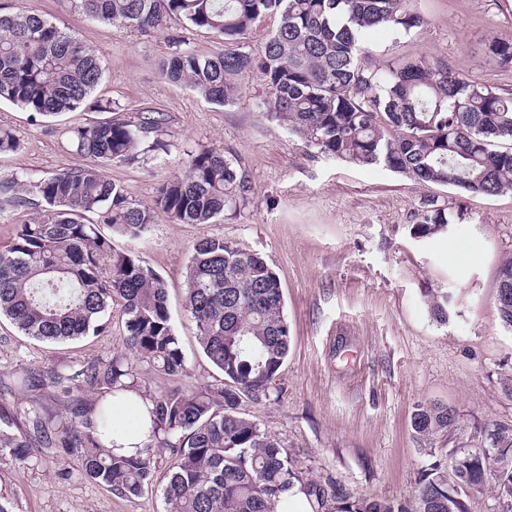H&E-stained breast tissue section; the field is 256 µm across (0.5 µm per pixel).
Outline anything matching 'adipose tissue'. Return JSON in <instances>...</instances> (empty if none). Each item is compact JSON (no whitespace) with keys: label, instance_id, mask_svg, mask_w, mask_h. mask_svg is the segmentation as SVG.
<instances>
[{"label":"adipose tissue","instance_id":"ef3b65f1","mask_svg":"<svg viewBox=\"0 0 512 512\" xmlns=\"http://www.w3.org/2000/svg\"><path fill=\"white\" fill-rule=\"evenodd\" d=\"M151 403L136 390L124 391L112 400V432L110 438L123 453L143 451L149 436Z\"/></svg>","mask_w":512,"mask_h":512}]
</instances>
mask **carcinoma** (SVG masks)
<instances>
[{
	"mask_svg": "<svg viewBox=\"0 0 512 512\" xmlns=\"http://www.w3.org/2000/svg\"><path fill=\"white\" fill-rule=\"evenodd\" d=\"M69 12L119 31L168 33L163 79L183 84L206 100L234 102L252 73L267 88L268 115L325 156L358 165L382 164L422 184L451 185L473 195L512 190V91L419 59L382 74L364 64L367 37L382 28L398 36L424 25L405 0H63ZM279 15L276 29L253 53L231 48L257 22ZM204 29L222 43L206 57L185 48L180 30ZM486 56L512 68V42L492 40ZM103 70L96 50L69 29L24 8L0 11V103L52 117L92 109L118 112L93 100ZM167 114L138 113L135 120H104L71 131L75 151L87 159L50 176L0 174V198L42 212L18 225L0 247V316L19 332L44 341L76 340L109 332L120 307L128 353L80 364L15 373L22 389L37 383L65 395L105 388L114 394L140 387L142 367L168 377L186 372L170 324L164 279L133 254L114 247L112 236L137 239L158 217L176 224H208L237 210L251 192L247 174L224 153L203 148L189 154L186 174L162 183L151 205L130 202L105 169L147 162L163 149L147 142ZM97 223L85 222L87 214ZM112 230L107 237L98 225ZM441 208L425 210L410 235L425 238L448 227ZM452 296L430 300L434 318L448 321ZM496 305L512 329V259L499 270ZM186 307L197 341L225 382L192 391H144L152 404L147 454L126 455L104 439L112 403L87 408L72 398L64 410L35 412L25 427L0 411V456L26 465L60 449L81 461L82 471L118 498L140 495L154 482L156 455L173 464L163 475L165 512H277L295 483L313 498L315 512H469L463 474L484 461L473 451H453L421 472L409 500L357 496L336 484L307 478L281 441L239 411L244 396L262 398L290 350L281 282L257 252L222 237L198 241L187 266ZM454 410L419 404L411 430L433 441L452 430ZM497 467V498L512 497V424L487 433Z\"/></svg>",
	"mask_w": 512,
	"mask_h": 512,
	"instance_id": "cac0c4a2",
	"label": "carcinoma"
}]
</instances>
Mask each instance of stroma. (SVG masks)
<instances>
[{
  "label": "stroma",
  "instance_id": "1",
  "mask_svg": "<svg viewBox=\"0 0 512 512\" xmlns=\"http://www.w3.org/2000/svg\"><path fill=\"white\" fill-rule=\"evenodd\" d=\"M25 8L74 31L95 48L104 69L97 99L118 102L124 118L145 109L165 112L157 134L167 146L149 164L107 171L130 202L151 203L157 187L184 174L190 152L216 148L247 173L246 206L208 224L159 217L139 240L114 237L167 284L168 308L188 372L173 380L144 371L148 390H186L223 381L204 355L185 307L186 268L194 243L221 236L259 252L282 286L292 345L271 397L243 399V412L275 434L312 479L333 478L365 497L404 499L432 457L420 451L410 416L417 404L441 403L458 414L454 430L436 437L437 454L488 448L487 430L512 424V332L495 297L501 264L512 258V190L468 195L452 186L422 185L381 165L356 166L318 154L306 140L266 115L260 74L245 81L226 106L162 79L165 34L121 32L66 12L62 0H22ZM427 23L391 38L370 35L371 67L388 69L425 58L496 90H512V69L485 55L492 40H512V0H408ZM99 112L32 118L0 104V127L19 140L0 154V174L33 178L82 165L70 131L102 120ZM447 208L446 232L413 239L410 229L426 202ZM463 255L448 260L449 246ZM451 293L447 323L436 322L433 294ZM121 327L65 342L22 335L0 317V407L17 414L62 409L51 387H15L14 372H34L107 359L123 352ZM0 493L11 512H163L160 490L113 496L61 453L22 466L0 458Z\"/></svg>",
  "mask_w": 512,
  "mask_h": 512
}]
</instances>
